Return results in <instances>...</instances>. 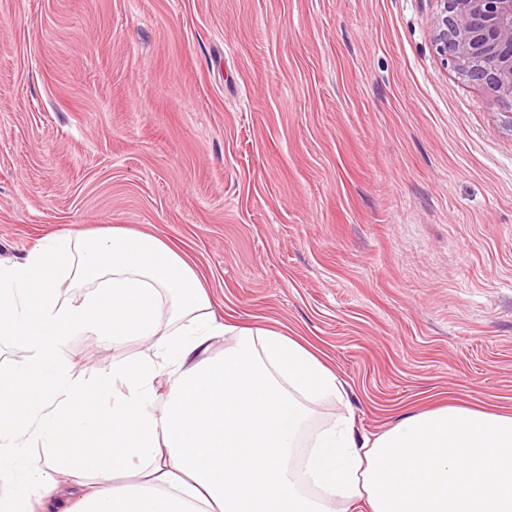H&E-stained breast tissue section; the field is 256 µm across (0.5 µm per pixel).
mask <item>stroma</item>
Masks as SVG:
<instances>
[{
	"label": "stroma",
	"mask_w": 512,
	"mask_h": 512,
	"mask_svg": "<svg viewBox=\"0 0 512 512\" xmlns=\"http://www.w3.org/2000/svg\"><path fill=\"white\" fill-rule=\"evenodd\" d=\"M435 0H0V257L103 224L322 353L376 433L512 412V103ZM141 345L71 337L75 377Z\"/></svg>",
	"instance_id": "35a3bbf8"
}]
</instances>
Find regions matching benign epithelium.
<instances>
[{"label": "benign epithelium", "mask_w": 512, "mask_h": 512, "mask_svg": "<svg viewBox=\"0 0 512 512\" xmlns=\"http://www.w3.org/2000/svg\"><path fill=\"white\" fill-rule=\"evenodd\" d=\"M435 52L503 100L512 101V0H436Z\"/></svg>", "instance_id": "benign-epithelium-1"}]
</instances>
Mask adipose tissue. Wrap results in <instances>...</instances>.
<instances>
[{
    "instance_id": "ef3b65f1",
    "label": "adipose tissue",
    "mask_w": 512,
    "mask_h": 512,
    "mask_svg": "<svg viewBox=\"0 0 512 512\" xmlns=\"http://www.w3.org/2000/svg\"><path fill=\"white\" fill-rule=\"evenodd\" d=\"M73 336L148 348L85 383ZM2 339L24 357L0 371V512H47L63 488L77 512H512V415L443 406L371 436L343 414L316 424L347 403L339 376L275 327L224 322L153 234L104 225L0 260ZM35 442L44 464L26 459Z\"/></svg>"
}]
</instances>
